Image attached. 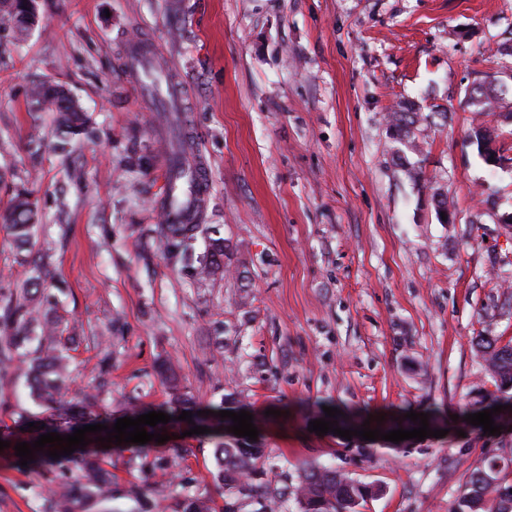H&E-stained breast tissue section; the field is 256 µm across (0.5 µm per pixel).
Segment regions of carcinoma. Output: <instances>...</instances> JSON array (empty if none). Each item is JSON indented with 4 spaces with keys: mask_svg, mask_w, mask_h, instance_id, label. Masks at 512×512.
<instances>
[{
    "mask_svg": "<svg viewBox=\"0 0 512 512\" xmlns=\"http://www.w3.org/2000/svg\"><path fill=\"white\" fill-rule=\"evenodd\" d=\"M27 11V0H0V28L22 31V18ZM31 98L41 101L44 108L55 112L56 130L60 145L67 144L72 136L85 134L89 125L83 112L75 103L59 95L56 86L36 84L31 89ZM468 99L478 112H491L496 108L497 89L492 85L475 84L468 89ZM418 124V113L414 105L401 102L389 117L392 138L406 146H415L414 127ZM494 139L491 130L475 134L478 155L488 160ZM37 214L34 203L26 193L19 192L0 213V227L10 236L21 255V262L30 267V276L24 288L0 294V364H13L23 368L30 390V398L39 408L33 413L26 409L10 412L12 424L0 429V439L10 442L9 456H15L14 446L20 442L32 443L49 432L61 435L74 433L86 425L116 423L106 409L110 396L109 375L112 370L111 346L90 340L101 346L97 367L96 385L82 393L77 404L64 400V392L72 375L69 355L74 337L65 335L66 328L51 315L52 301L44 293L51 278L47 266L40 260V249L34 228ZM199 231L197 224H161L158 227V242L164 253L189 260V247ZM209 263L201 267L200 273L218 270L224 259V242L215 240L210 244ZM478 351L485 370L496 382L499 395L492 398L498 402L512 403L508 391L512 389V345L496 347L495 341L481 338ZM172 397L160 411L176 418L189 410L190 400L179 391L175 380H170ZM33 423L37 428L28 427ZM192 426L211 429L217 441L214 459L217 480L224 486V512H254L255 499L265 501V512H276L280 505L293 501L295 512H360V507L369 498L380 493V488L357 482L338 470L308 462L300 465L298 480L293 484H279L269 478V457L247 437H238L224 432V420L212 414L199 415L192 412ZM107 432L88 433L90 442L84 449L54 459L47 455L51 444L44 450L33 452L28 465L44 467L51 474L49 482L56 489L46 499V512H85L103 502L128 497L144 500L146 512H157L166 500L163 491H150L137 485L124 486L112 480L111 462L104 458V444L97 441ZM130 451L126 465L141 472L162 469L168 461L164 457H150L151 444L126 443ZM490 462L471 471L464 482L463 494L459 497L457 512H512V499H488L487 495L500 494L501 485H492L484 479ZM174 512H209L205 498L187 493L176 502Z\"/></svg>",
    "mask_w": 512,
    "mask_h": 512,
    "instance_id": "cac0c4a2",
    "label": "carcinoma"
}]
</instances>
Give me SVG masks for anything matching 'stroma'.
<instances>
[{
    "instance_id": "stroma-1",
    "label": "stroma",
    "mask_w": 512,
    "mask_h": 512,
    "mask_svg": "<svg viewBox=\"0 0 512 512\" xmlns=\"http://www.w3.org/2000/svg\"><path fill=\"white\" fill-rule=\"evenodd\" d=\"M38 22L0 30V208L18 189L36 203L58 311L78 339L70 394L89 389L112 338V401L161 405L170 362L196 406L246 404L271 453L272 479L306 461L380 487L361 512H454L466 476L495 458L512 483V430L469 424L495 383L479 338L512 344V167L486 166L468 136L512 121L475 111L465 89L497 75L512 108L503 44L512 0H37ZM146 45L184 88V111L210 169L192 261L158 247L167 100L127 81ZM65 85L90 132L58 148L39 82ZM421 114L418 152H395L388 116ZM458 215L440 223L437 199ZM224 266L198 274L211 240ZM338 409L346 439L308 429ZM443 437L401 445L357 437L407 412ZM173 424L157 455L122 484L174 497L191 481L224 512L211 434ZM34 471L0 458V512H44Z\"/></svg>"
}]
</instances>
